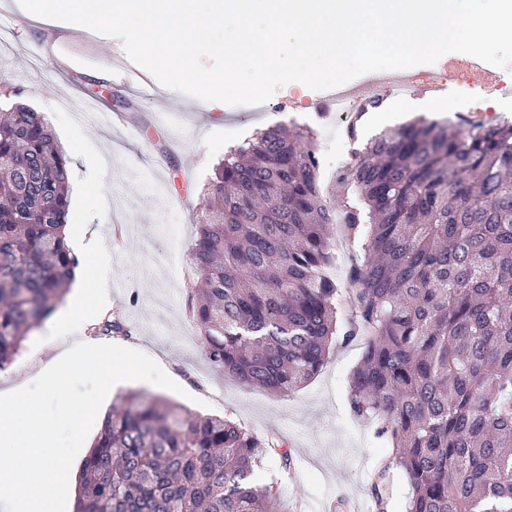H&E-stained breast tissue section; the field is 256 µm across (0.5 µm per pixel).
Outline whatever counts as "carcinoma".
I'll use <instances>...</instances> for the list:
<instances>
[{
  "label": "carcinoma",
  "instance_id": "cac0c4a2",
  "mask_svg": "<svg viewBox=\"0 0 512 512\" xmlns=\"http://www.w3.org/2000/svg\"><path fill=\"white\" fill-rule=\"evenodd\" d=\"M418 117L375 136L324 197L309 132L277 126L224 155L191 247L188 312L202 353L248 387L287 395L337 336L365 346L347 405L388 447L407 512H512V122ZM68 159L46 119L0 112V371L63 300ZM364 238L345 294L329 275L331 226ZM352 312L340 326L341 305ZM275 436L136 391L105 415L77 512H281L255 472Z\"/></svg>",
  "mask_w": 512,
  "mask_h": 512
}]
</instances>
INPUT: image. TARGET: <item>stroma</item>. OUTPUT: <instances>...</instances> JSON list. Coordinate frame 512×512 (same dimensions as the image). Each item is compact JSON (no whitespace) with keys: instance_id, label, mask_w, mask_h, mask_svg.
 Listing matches in <instances>:
<instances>
[{"instance_id":"obj_1","label":"stroma","mask_w":512,"mask_h":512,"mask_svg":"<svg viewBox=\"0 0 512 512\" xmlns=\"http://www.w3.org/2000/svg\"><path fill=\"white\" fill-rule=\"evenodd\" d=\"M0 28L9 47L0 50V82L21 89V100L48 121L69 159V241L98 230L97 249L110 263L78 265L62 303L51 314L57 323L67 307L84 310L83 333L59 339L56 351L78 342L113 343L153 358L179 384L172 391L139 381L115 384L102 408L119 405L127 391L164 397L188 410L232 420L258 435L275 433L288 443L290 469L267 459L258 484L274 485L290 512H354L370 504L365 479L389 453L372 424L354 418L347 406L351 373L363 340H333L320 373L295 392L272 396L215 371L204 359L197 327L187 306L193 274L189 252L206 185L229 147L274 125L321 134L334 126V104L309 89L296 105L275 92L267 102L209 109L206 102L170 92L148 78L151 97L126 87L133 66L121 40L93 32L75 34L62 22L30 21L19 0H0ZM39 86L42 96L30 93ZM429 95L408 92L406 102L387 100L364 112L355 135L335 128L328 155L343 151L347 162L376 135L424 115ZM120 114L117 122L91 126L81 114L87 103ZM107 281L110 308L96 294ZM116 317L125 333L103 334L96 326ZM45 328L33 329L13 363L0 371V390L14 391L42 372L35 350Z\"/></svg>"}]
</instances>
